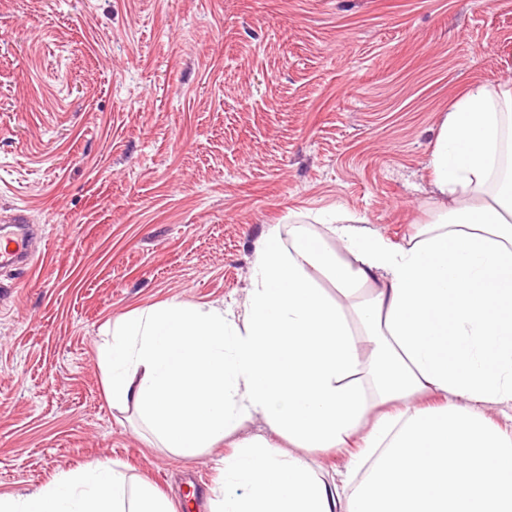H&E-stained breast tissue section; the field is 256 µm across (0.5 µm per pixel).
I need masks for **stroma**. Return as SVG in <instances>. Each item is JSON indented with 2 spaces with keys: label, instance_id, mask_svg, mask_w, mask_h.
<instances>
[{
  "label": "stroma",
  "instance_id": "35a3bbf8",
  "mask_svg": "<svg viewBox=\"0 0 512 512\" xmlns=\"http://www.w3.org/2000/svg\"><path fill=\"white\" fill-rule=\"evenodd\" d=\"M512 80V0H0V494L109 462L208 512L228 441L190 458L108 399V325L243 312L267 225L428 221V162L469 86ZM9 224L0 225V266L11 265L30 269L32 251L30 248V224L21 213L14 215Z\"/></svg>",
  "mask_w": 512,
  "mask_h": 512
}]
</instances>
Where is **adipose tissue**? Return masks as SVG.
Returning <instances> with one entry per match:
<instances>
[{
	"label": "adipose tissue",
	"mask_w": 512,
	"mask_h": 512,
	"mask_svg": "<svg viewBox=\"0 0 512 512\" xmlns=\"http://www.w3.org/2000/svg\"><path fill=\"white\" fill-rule=\"evenodd\" d=\"M509 123V86L451 106L429 160L432 219L406 240L344 213L323 235L272 224L243 313L170 302L113 323L98 352L108 398L164 447L191 456L266 425L225 456L235 490L210 512H512V433L488 418L512 403ZM345 448L331 484L306 460ZM0 512L174 509L95 460L0 494Z\"/></svg>",
	"instance_id": "obj_1"
}]
</instances>
